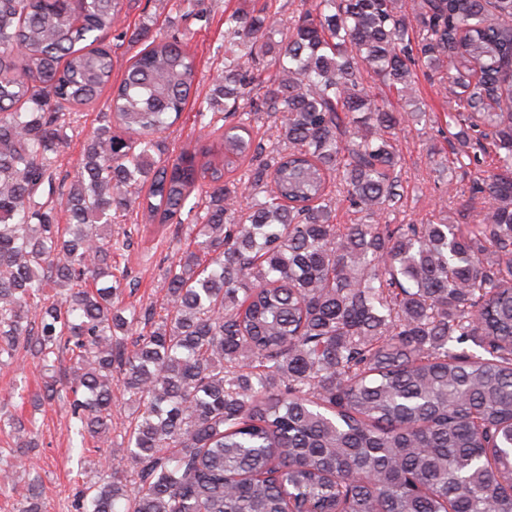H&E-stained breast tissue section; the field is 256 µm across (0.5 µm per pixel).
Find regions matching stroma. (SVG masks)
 I'll list each match as a JSON object with an SVG mask.
<instances>
[{
    "label": "stroma",
    "instance_id": "1",
    "mask_svg": "<svg viewBox=\"0 0 512 512\" xmlns=\"http://www.w3.org/2000/svg\"><path fill=\"white\" fill-rule=\"evenodd\" d=\"M244 0H183L180 9H172L169 0H126V15L120 33L109 36L108 45L117 59L112 75L120 81L128 60L142 50L140 33L174 36L186 42L197 67L199 86L166 140L165 155L176 158L183 147L204 138L200 113L207 110L212 80L224 70V12L243 6ZM206 9L208 21L194 17ZM446 82L439 74L419 75L416 94L431 111L429 117L404 125L398 137L400 180L403 197L395 211L386 216L390 224H418L428 220L448 219L452 224L478 221L487 200L472 198L468 187L479 171L491 168L492 151H477L476 164L456 170L454 177L442 176L451 167L460 145L446 122L451 106L445 91ZM112 94L104 89L100 101L86 108L77 127L68 132L65 147L56 158L57 179L71 178L80 162L85 139L99 124L105 101ZM456 190H449V182ZM191 238L185 225H168L164 234L142 232L133 235L129 247L112 255L114 273H126L123 301L139 307L163 310L167 305L164 274L171 256L186 249ZM70 366L62 359L53 370H45L38 358L21 355L7 367L0 366V455L9 456L26 447V464L17 470V483L25 485L40 476L43 487L44 512H76V494L100 476L97 452L80 453L73 434L71 411L67 398L60 397L41 410L19 403L21 391L33 392L48 379L65 383ZM31 421L28 435L18 434L12 427L14 418Z\"/></svg>",
    "mask_w": 512,
    "mask_h": 512
}]
</instances>
